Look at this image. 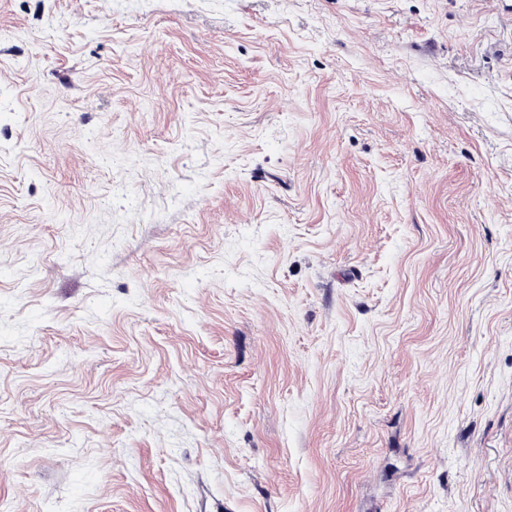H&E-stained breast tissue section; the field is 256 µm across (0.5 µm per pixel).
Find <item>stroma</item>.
I'll use <instances>...</instances> for the list:
<instances>
[{
	"mask_svg": "<svg viewBox=\"0 0 512 512\" xmlns=\"http://www.w3.org/2000/svg\"><path fill=\"white\" fill-rule=\"evenodd\" d=\"M10 512H512V0H0Z\"/></svg>",
	"mask_w": 512,
	"mask_h": 512,
	"instance_id": "stroma-1",
	"label": "stroma"
}]
</instances>
